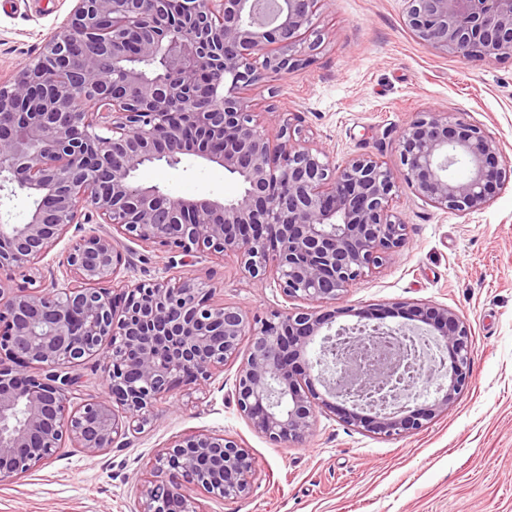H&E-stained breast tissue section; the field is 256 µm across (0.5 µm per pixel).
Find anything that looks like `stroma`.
I'll return each instance as SVG.
<instances>
[{"label": "stroma", "mask_w": 512, "mask_h": 512, "mask_svg": "<svg viewBox=\"0 0 512 512\" xmlns=\"http://www.w3.org/2000/svg\"><path fill=\"white\" fill-rule=\"evenodd\" d=\"M71 0H0V76L40 47ZM405 0H326L314 18L317 49L301 41V67L244 89L251 111L280 112L294 138L325 146L336 160L371 154L399 170L398 134L415 112H448L481 127L512 160V59L463 61L416 40ZM141 179L175 197L230 199L240 184L192 155L158 162ZM395 209L407 242L335 305L336 325L388 310L386 325L407 324L398 308L429 302L455 310L472 332L471 383L447 414L394 439L347 426L318 410L305 444H276L239 413L232 392L238 363L205 388L185 386L159 403L150 423L128 431L111 453L77 448L0 482V512H139L137 484L156 453L189 431L237 438L256 461L248 498L224 501L191 491L202 512H512V182L485 208L444 212L408 186ZM132 280L165 274L211 279L216 300L249 314L285 308L275 283L251 284L234 258L200 257L128 243Z\"/></svg>", "instance_id": "1"}]
</instances>
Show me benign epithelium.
I'll return each mask as SVG.
<instances>
[{"label": "benign epithelium", "mask_w": 512, "mask_h": 512, "mask_svg": "<svg viewBox=\"0 0 512 512\" xmlns=\"http://www.w3.org/2000/svg\"><path fill=\"white\" fill-rule=\"evenodd\" d=\"M73 2L38 52L0 80V191L10 185L36 203L26 223L0 224V482L68 442L106 453L180 385L203 387L238 358L237 410L275 444L305 443L320 406L385 438L448 413L470 383L471 329L445 305L407 308L451 359L448 383L421 411L348 400L396 401L409 372L433 384L399 342L375 356L374 337L402 330L376 323L367 342L358 332L331 370L317 369L311 345L332 326L328 307L406 244L393 208L399 180L439 210H479L512 179L500 143L446 112H417L399 130V177L369 154L337 164L325 147L294 142L288 125L272 143L241 91L300 66L295 48L325 0H179V21L171 0ZM405 25L444 55L512 58V0H407ZM189 154L223 167L239 195L172 197L138 179ZM458 163L468 168L461 180L448 175ZM73 227L76 240L48 258ZM127 241L232 256L250 281L272 278L301 306L251 316L214 301L200 277L132 281ZM17 275L25 285L14 288ZM89 358L102 362L105 395L71 411L76 369ZM255 473L234 437L181 435L156 454L141 512H201L188 486L246 498Z\"/></svg>", "instance_id": "obj_1"}]
</instances>
